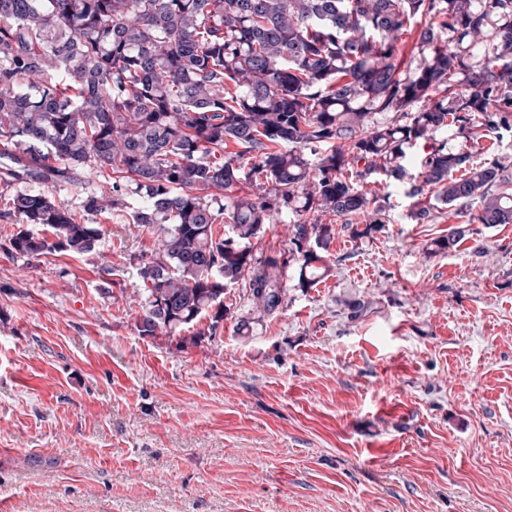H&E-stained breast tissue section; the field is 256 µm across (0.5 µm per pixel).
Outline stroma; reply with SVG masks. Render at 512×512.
<instances>
[{
    "mask_svg": "<svg viewBox=\"0 0 512 512\" xmlns=\"http://www.w3.org/2000/svg\"><path fill=\"white\" fill-rule=\"evenodd\" d=\"M337 228L332 276L239 331L141 335L157 233L109 213L87 254L26 266L0 215V502L7 512H512V224ZM362 304L352 317L354 304Z\"/></svg>",
    "mask_w": 512,
    "mask_h": 512,
    "instance_id": "1",
    "label": "stroma"
}]
</instances>
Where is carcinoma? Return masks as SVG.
I'll list each match as a JSON object with an SVG mask.
<instances>
[{"label": "carcinoma", "mask_w": 512, "mask_h": 512, "mask_svg": "<svg viewBox=\"0 0 512 512\" xmlns=\"http://www.w3.org/2000/svg\"><path fill=\"white\" fill-rule=\"evenodd\" d=\"M409 30L416 55L400 59ZM506 134L512 0H0L8 253L29 265L94 251L98 225L26 185L78 187L110 169L112 194L86 195L84 211L120 212L132 193L145 206L129 223L159 233L139 269L144 336L223 320L239 282L253 315L276 313L288 268L302 289L331 275L323 217L355 238L382 229L387 181L408 186L418 224L450 207L468 224H512V175L482 146ZM284 214L287 250L256 254Z\"/></svg>", "instance_id": "1"}]
</instances>
